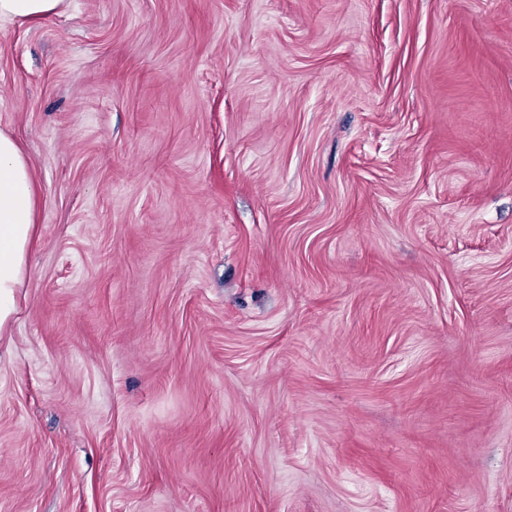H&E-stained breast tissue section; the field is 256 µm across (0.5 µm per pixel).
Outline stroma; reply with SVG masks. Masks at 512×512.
<instances>
[{
    "label": "stroma",
    "mask_w": 512,
    "mask_h": 512,
    "mask_svg": "<svg viewBox=\"0 0 512 512\" xmlns=\"http://www.w3.org/2000/svg\"><path fill=\"white\" fill-rule=\"evenodd\" d=\"M0 130V512H512V0H70ZM35 182L18 142L0 130V335L17 312L34 232Z\"/></svg>",
    "instance_id": "35a3bbf8"
}]
</instances>
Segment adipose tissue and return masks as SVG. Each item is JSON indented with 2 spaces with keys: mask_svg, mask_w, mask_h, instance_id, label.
Segmentation results:
<instances>
[{
  "mask_svg": "<svg viewBox=\"0 0 512 512\" xmlns=\"http://www.w3.org/2000/svg\"><path fill=\"white\" fill-rule=\"evenodd\" d=\"M68 0H0V21L26 22L61 14ZM35 182L18 142L0 131V332L17 312L34 232Z\"/></svg>",
  "mask_w": 512,
  "mask_h": 512,
  "instance_id": "ef3b65f1",
  "label": "adipose tissue"
}]
</instances>
